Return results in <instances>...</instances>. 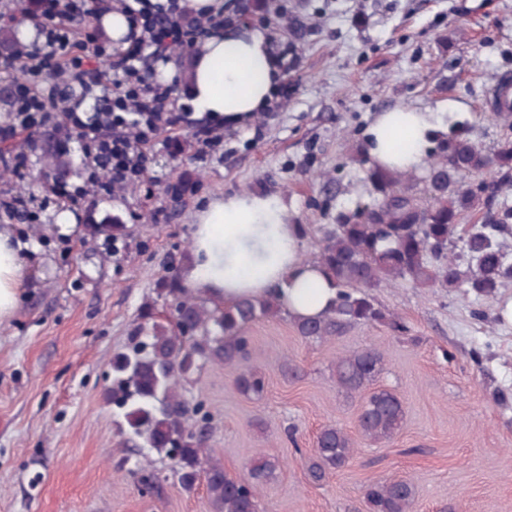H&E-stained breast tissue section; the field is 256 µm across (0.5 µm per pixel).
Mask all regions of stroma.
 I'll return each instance as SVG.
<instances>
[{
  "label": "stroma",
  "mask_w": 512,
  "mask_h": 512,
  "mask_svg": "<svg viewBox=\"0 0 512 512\" xmlns=\"http://www.w3.org/2000/svg\"><path fill=\"white\" fill-rule=\"evenodd\" d=\"M251 2L249 25H264L296 64L271 110L225 125L222 152L199 154L162 129L150 187L88 197L70 214L71 234L44 193L83 172L79 145L57 149L63 116L29 143L23 180L0 170V189L30 196L41 214L37 224L0 217L24 272L17 309L0 323V512H212L204 484L184 491L165 459L155 462L162 493L140 491L107 399L112 355L168 268L189 260L202 207L246 190L286 195L309 258L339 210L372 201L356 154L379 113H444L487 151L504 133L490 96L512 79V0ZM107 216L126 226L113 248L92 227ZM372 295L402 330L354 324L309 342L288 315L252 323L248 365L265 379L262 397L237 391V367L203 369L191 391L214 417V456L240 475L253 459H278L265 512H364L365 484L390 477L415 484L414 512H512V322L500 315L512 281L492 300L408 284ZM366 346L385 354L378 383L404 399V427L359 441L347 467L314 482L321 427L357 430L361 400L338 391L335 361Z\"/></svg>",
  "instance_id": "stroma-1"
}]
</instances>
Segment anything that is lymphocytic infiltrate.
Wrapping results in <instances>:
<instances>
[{"mask_svg":"<svg viewBox=\"0 0 512 512\" xmlns=\"http://www.w3.org/2000/svg\"><path fill=\"white\" fill-rule=\"evenodd\" d=\"M115 10L129 23L120 46L97 32L78 34L73 26ZM36 16L38 44L0 54V78L13 80L12 121L0 127V142L14 144L0 155V168L22 176L28 155L21 135H35L56 112L66 119L58 149L65 153L79 143L84 178L79 185L55 181L45 191L70 207L89 195H111L145 181L161 129L187 131L200 152L223 142V123L192 119L177 104L175 82L153 79L148 60L202 42L223 28L224 15L199 16L187 0H37ZM102 60L112 70L108 85L96 67ZM94 90L97 107L88 114L82 104Z\"/></svg>","mask_w":512,"mask_h":512,"instance_id":"1","label":"lymphocytic infiltrate"}]
</instances>
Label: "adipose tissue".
Masks as SVG:
<instances>
[{
  "mask_svg": "<svg viewBox=\"0 0 512 512\" xmlns=\"http://www.w3.org/2000/svg\"><path fill=\"white\" fill-rule=\"evenodd\" d=\"M182 72L195 117L241 122L268 110L281 62L265 31L230 24L195 45ZM440 122L432 112L380 113L368 147L373 163L408 172L424 167ZM191 246L181 280L194 294L231 303L279 288L283 307L297 318L322 314L335 296L320 267L304 258L300 227L283 196L242 192L213 200L196 217ZM21 279L18 249L0 230V322L17 307Z\"/></svg>",
  "mask_w": 512,
  "mask_h": 512,
  "instance_id": "1",
  "label": "adipose tissue"
}]
</instances>
